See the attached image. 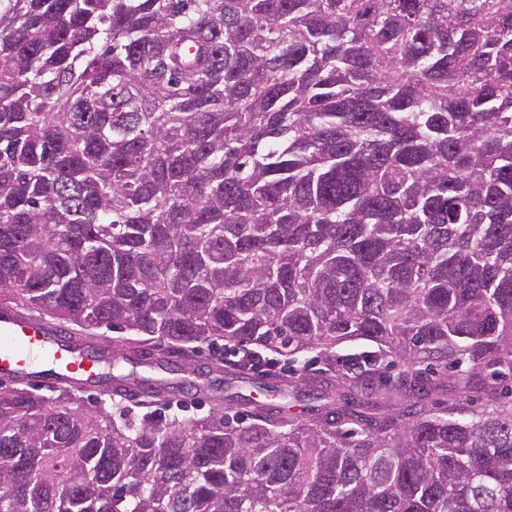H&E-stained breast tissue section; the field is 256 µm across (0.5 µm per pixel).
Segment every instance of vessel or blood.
I'll use <instances>...</instances> for the list:
<instances>
[{
    "mask_svg": "<svg viewBox=\"0 0 512 512\" xmlns=\"http://www.w3.org/2000/svg\"><path fill=\"white\" fill-rule=\"evenodd\" d=\"M0 379L29 385L69 384L96 390L103 379L98 351L46 323L0 311Z\"/></svg>",
    "mask_w": 512,
    "mask_h": 512,
    "instance_id": "obj_1",
    "label": "vessel or blood"
}]
</instances>
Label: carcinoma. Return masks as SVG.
Here are the masks:
<instances>
[{
	"label": "carcinoma",
	"instance_id": "cac0c4a2",
	"mask_svg": "<svg viewBox=\"0 0 512 512\" xmlns=\"http://www.w3.org/2000/svg\"><path fill=\"white\" fill-rule=\"evenodd\" d=\"M0 305L125 332L110 381L324 365L198 419L1 387L0 512H512V0H0Z\"/></svg>",
	"mask_w": 512,
	"mask_h": 512
}]
</instances>
